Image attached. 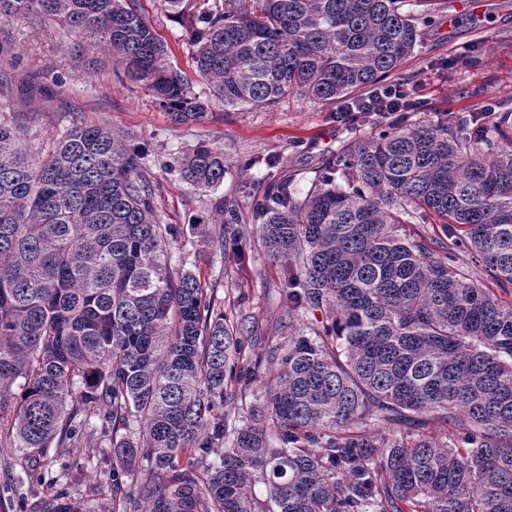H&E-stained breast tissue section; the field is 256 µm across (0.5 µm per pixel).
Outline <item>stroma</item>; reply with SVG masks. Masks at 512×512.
<instances>
[{
  "label": "stroma",
  "mask_w": 512,
  "mask_h": 512,
  "mask_svg": "<svg viewBox=\"0 0 512 512\" xmlns=\"http://www.w3.org/2000/svg\"><path fill=\"white\" fill-rule=\"evenodd\" d=\"M138 6L167 42L172 65L194 93H203L206 85L195 72L186 40L190 19L205 0H187L185 18L177 20L168 17L164 0H139ZM432 20L402 70L409 79L407 92L431 104L430 119L453 112L494 121L484 110L486 99L512 107V0H476L470 7L463 0H441ZM0 31L9 34L21 56L12 96L0 97V112L25 116L27 126L47 142L78 119L108 125L140 147L158 213L180 230L170 244L173 267L199 273L218 307L253 325L256 342L246 350L249 359L282 343L289 333L281 299L283 269L266 254L256 198L283 171L294 172L298 190L307 191L321 161L332 158L350 132H368V123L344 124L338 105L291 95L269 110L227 112L217 105L206 123L176 125L141 83L117 72L111 59L100 58L92 71L78 67V40L66 31L42 29L23 16L0 22ZM201 139L224 153L228 170L218 193L234 203L233 226L243 256L205 253V239L221 231L209 221L212 201L167 169L179 152ZM65 466L80 480L95 512H116L111 456H94L83 447L50 449L33 467L25 466L17 449L0 447V512H36L39 496L55 492L53 479Z\"/></svg>",
  "instance_id": "35a3bbf8"
}]
</instances>
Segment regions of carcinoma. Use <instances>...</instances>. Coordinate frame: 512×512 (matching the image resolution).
Masks as SVG:
<instances>
[{"mask_svg": "<svg viewBox=\"0 0 512 512\" xmlns=\"http://www.w3.org/2000/svg\"><path fill=\"white\" fill-rule=\"evenodd\" d=\"M410 0H214L186 40L196 94L136 0H0L88 40L178 125L295 94L367 102L400 74L429 17ZM15 61L0 60V95ZM406 98L385 127L342 142L303 195L288 171L256 204L282 263L288 327L322 320L240 364L248 330L169 255L138 150L72 123L43 144L0 115V424L23 454L98 440L121 512H512V303L456 273L475 254L512 285V108L492 126L431 122ZM170 171L205 195L224 152L203 140ZM437 220L415 238L405 224ZM454 237L451 243L444 238ZM237 244L225 227L209 246ZM239 421L222 411L246 395ZM433 413L451 433L421 430ZM216 458H211V455ZM262 483L267 496L253 487ZM42 512H94L79 489Z\"/></svg>", "mask_w": 512, "mask_h": 512, "instance_id": "obj_1", "label": "carcinoma"}]
</instances>
